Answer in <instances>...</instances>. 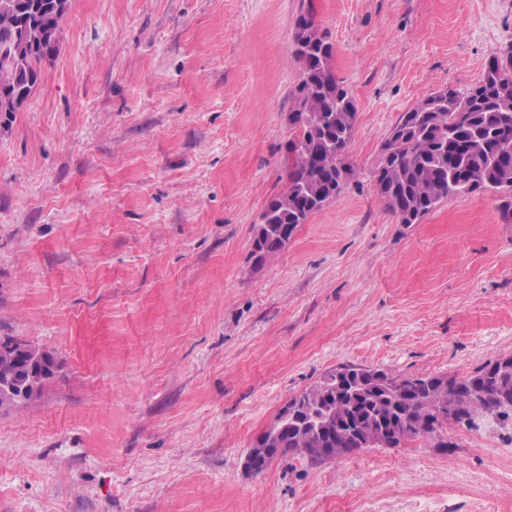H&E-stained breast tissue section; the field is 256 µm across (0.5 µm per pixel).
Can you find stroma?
<instances>
[{"label": "stroma", "instance_id": "stroma-1", "mask_svg": "<svg viewBox=\"0 0 512 512\" xmlns=\"http://www.w3.org/2000/svg\"><path fill=\"white\" fill-rule=\"evenodd\" d=\"M358 118L356 176L271 261L296 18ZM512 0H72L0 118V340L62 368L0 409V512H512V419L323 463L243 458L341 363L464 376L512 355V223L474 193L400 223L373 171L398 117L477 84Z\"/></svg>", "mask_w": 512, "mask_h": 512}]
</instances>
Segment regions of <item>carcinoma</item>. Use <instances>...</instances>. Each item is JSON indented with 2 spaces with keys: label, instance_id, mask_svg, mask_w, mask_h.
<instances>
[{
  "label": "carcinoma",
  "instance_id": "carcinoma-1",
  "mask_svg": "<svg viewBox=\"0 0 512 512\" xmlns=\"http://www.w3.org/2000/svg\"><path fill=\"white\" fill-rule=\"evenodd\" d=\"M66 14L53 0H0V115L18 112L45 78L44 64L57 52ZM300 66L289 115L295 156L287 160L288 186L270 201L262 219L279 230L304 224L338 198L355 176L345 153L357 107L336 75L334 46L313 20L293 34ZM403 113L384 142L385 158L374 188L400 223L421 220L448 199L476 192L501 195L503 216L512 213V50L490 58L482 80L465 93L440 89ZM296 407L282 434L280 454L313 462L343 456L321 448L399 447L426 438L449 451L448 422L477 412H512V361L499 358L465 376L400 377L390 371L340 364L322 381L288 400ZM350 419L335 442L316 429L322 410Z\"/></svg>",
  "mask_w": 512,
  "mask_h": 512
}]
</instances>
